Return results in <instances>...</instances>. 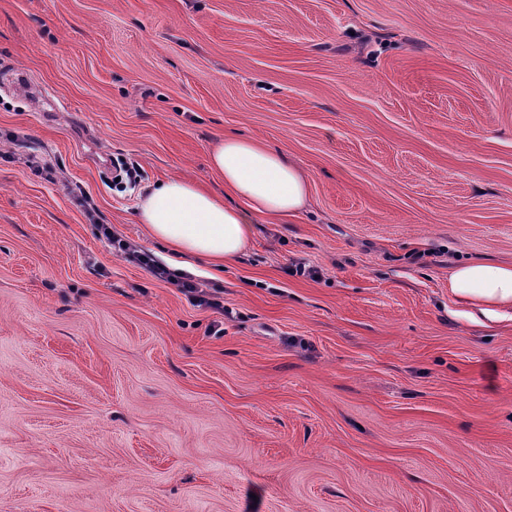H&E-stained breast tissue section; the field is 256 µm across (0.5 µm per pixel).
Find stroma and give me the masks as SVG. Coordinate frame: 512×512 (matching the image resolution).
I'll return each instance as SVG.
<instances>
[{
	"instance_id": "obj_1",
	"label": "stroma",
	"mask_w": 512,
	"mask_h": 512,
	"mask_svg": "<svg viewBox=\"0 0 512 512\" xmlns=\"http://www.w3.org/2000/svg\"><path fill=\"white\" fill-rule=\"evenodd\" d=\"M227 134L310 199L218 312L98 227L163 259L115 161L220 197ZM470 260L512 264V0H0V512H512Z\"/></svg>"
}]
</instances>
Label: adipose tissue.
Returning <instances> with one entry per match:
<instances>
[{
  "label": "adipose tissue",
  "mask_w": 512,
  "mask_h": 512,
  "mask_svg": "<svg viewBox=\"0 0 512 512\" xmlns=\"http://www.w3.org/2000/svg\"><path fill=\"white\" fill-rule=\"evenodd\" d=\"M209 159L235 204L171 177L146 188L136 205L138 223L165 249L168 261L197 264L206 276L223 270L244 253L258 218L277 220L297 214L309 200L304 170L254 139H217L209 149ZM448 287L488 318L512 313V266L458 265L448 272Z\"/></svg>",
  "instance_id": "obj_1"
}]
</instances>
